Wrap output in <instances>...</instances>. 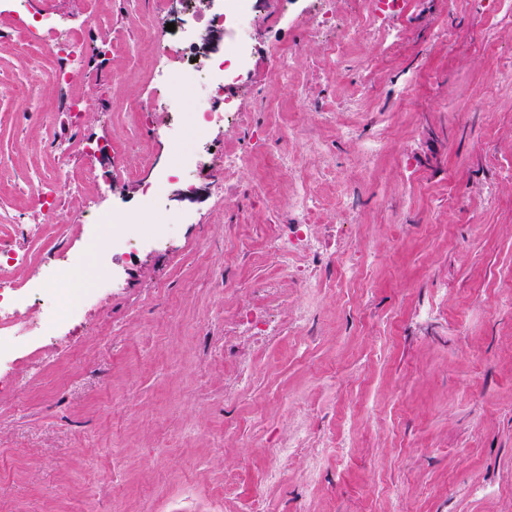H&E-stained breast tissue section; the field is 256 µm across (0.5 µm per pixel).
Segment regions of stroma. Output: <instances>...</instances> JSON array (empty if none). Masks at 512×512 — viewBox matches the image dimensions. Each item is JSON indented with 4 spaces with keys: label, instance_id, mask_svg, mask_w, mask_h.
Returning <instances> with one entry per match:
<instances>
[{
    "label": "stroma",
    "instance_id": "35a3bbf8",
    "mask_svg": "<svg viewBox=\"0 0 512 512\" xmlns=\"http://www.w3.org/2000/svg\"><path fill=\"white\" fill-rule=\"evenodd\" d=\"M110 2L68 87L48 61L0 47V234L17 255L1 275L27 279L62 247L89 259L85 280L97 274L112 225L50 227L25 206L52 191L56 162L94 166L133 198L136 173L173 158L149 131L164 112L134 109L157 98L153 0ZM380 22L394 44L364 37L336 60L310 31L259 13L258 47L298 49L288 81L258 55L232 90L243 123L221 128H199L185 100V132L220 147L211 166L241 157L224 180L239 205L174 191L169 213L193 223L117 256L123 288L0 380V512H247L258 494L268 512H512V83L496 78L512 14L410 0ZM74 95L92 104L77 127L64 110ZM335 120L356 137L336 138ZM291 127L300 172L268 149ZM379 133L385 150L367 157L360 143ZM80 135L123 147L120 164L72 151ZM317 143L352 183L355 214L319 210L310 235L352 272L320 269L322 287L303 289L269 243L297 177L315 179ZM19 209L15 230L4 219ZM298 436L294 456H273Z\"/></svg>",
    "mask_w": 512,
    "mask_h": 512
}]
</instances>
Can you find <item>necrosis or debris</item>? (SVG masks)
Masks as SVG:
<instances>
[{"mask_svg": "<svg viewBox=\"0 0 512 512\" xmlns=\"http://www.w3.org/2000/svg\"><path fill=\"white\" fill-rule=\"evenodd\" d=\"M311 2L313 7L304 22L311 32L325 33V47L331 55H341L350 42L370 33L377 34L386 45L396 39L395 34L377 26L374 18L351 20L337 16L333 0ZM109 6V0H90L83 26L67 28L56 11L54 0H44L37 21L21 19L16 22V36L9 49L49 60L53 64L55 83L71 84L72 66L84 58L86 37L105 20ZM259 8V0H222L218 11L202 14L205 30L224 37L216 49L205 45L192 29L186 28L174 35L164 26L152 27L151 41L164 48V61L157 71V83L166 90L161 100L164 111L179 113L186 92L199 84L212 97L211 102L199 105L209 123L221 127L241 120L240 106L228 101L224 91L254 65L250 27ZM54 176L63 190L76 184L92 185L94 193L88 199L85 214L95 224L109 221L110 213L100 207L99 199L108 195L110 184L99 180L94 169L73 170L59 165ZM168 180L167 173H157L153 182L146 184L141 198L132 203L125 223L116 227L108 247L99 252L98 278L94 283L72 281L71 271L80 262L75 252L71 253L67 265L57 267L50 274L34 271L21 284L0 278V369L18 361L22 349L37 344L41 338L58 335L92 296L116 287V279L109 275L108 254L140 238V224L162 208ZM324 205L314 182L300 180L284 203L295 221L289 225L287 233L272 239V247L284 258L296 257L301 241L308 236L312 216ZM67 279L71 280V287L58 289V282Z\"/></svg>", "mask_w": 512, "mask_h": 512, "instance_id": "1", "label": "necrosis or debris"}]
</instances>
